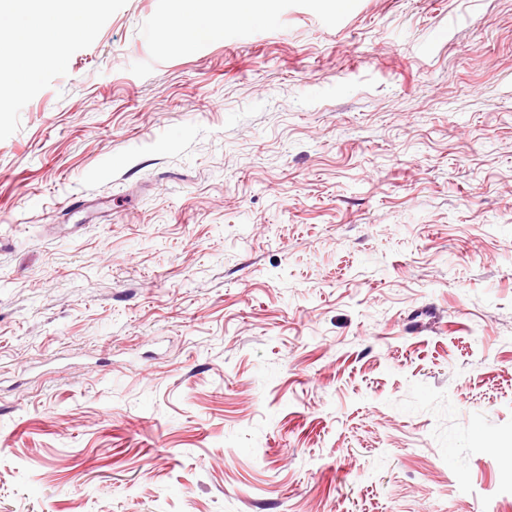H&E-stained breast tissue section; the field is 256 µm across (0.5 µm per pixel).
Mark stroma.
Listing matches in <instances>:
<instances>
[{
	"label": "stroma",
	"mask_w": 512,
	"mask_h": 512,
	"mask_svg": "<svg viewBox=\"0 0 512 512\" xmlns=\"http://www.w3.org/2000/svg\"><path fill=\"white\" fill-rule=\"evenodd\" d=\"M179 8L0 111V512H512V0ZM191 2L184 12L176 18L175 22H163L160 25L159 33L165 36L171 28H176L179 32L183 44L192 45L200 41L210 40L220 37L224 33V23L217 21L200 4L205 1L183 0ZM195 3V4H194Z\"/></svg>",
	"instance_id": "1"
}]
</instances>
